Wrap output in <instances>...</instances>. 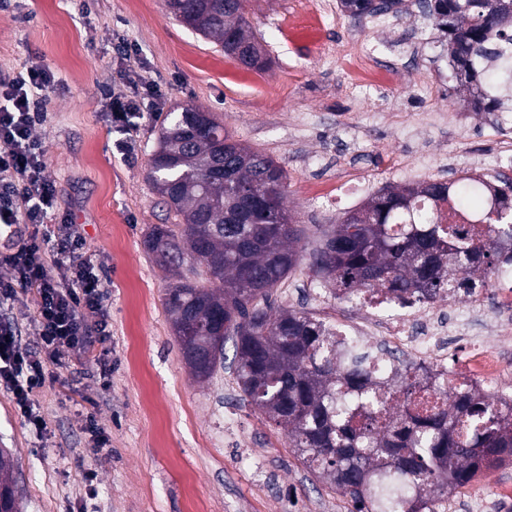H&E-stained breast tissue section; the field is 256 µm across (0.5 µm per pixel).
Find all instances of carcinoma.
<instances>
[{"mask_svg": "<svg viewBox=\"0 0 512 512\" xmlns=\"http://www.w3.org/2000/svg\"><path fill=\"white\" fill-rule=\"evenodd\" d=\"M363 16L399 11L402 0H340ZM512 0H420L448 48L452 78L480 112H512ZM175 19L213 39L224 53L256 43L247 0H177ZM155 190L180 224H155L144 247L164 271L188 264L167 288L164 307L181 354L206 380L235 349V380L245 400L280 426L289 447L354 512H436L448 484L470 482L512 454V423L486 398L462 388L450 409L405 411L378 427L381 394L370 354L340 350L335 333L305 310L277 309L272 296L302 260L304 230L284 205L287 172L235 141L212 112H175L151 160ZM455 203L475 226L441 221ZM512 177H463L387 186L322 234L311 253L314 277L335 295L387 288L431 299L474 288L478 272L512 260ZM218 280V293L205 282Z\"/></svg>", "mask_w": 512, "mask_h": 512, "instance_id": "carcinoma-1", "label": "carcinoma"}]
</instances>
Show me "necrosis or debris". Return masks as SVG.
Returning a JSON list of instances; mask_svg holds the SVG:
<instances>
[{
	"label": "necrosis or debris",
	"mask_w": 512,
	"mask_h": 512,
	"mask_svg": "<svg viewBox=\"0 0 512 512\" xmlns=\"http://www.w3.org/2000/svg\"><path fill=\"white\" fill-rule=\"evenodd\" d=\"M486 280L487 287L468 294L410 304L384 288L354 289L346 302L357 317L336 323V338L375 337L377 357L369 371L376 380H390L406 361L430 404L443 405L446 391L464 385L493 399L498 415L512 419V270H495ZM485 311L492 314L490 335H468L462 316Z\"/></svg>",
	"instance_id": "necrosis-or-debris-1"
}]
</instances>
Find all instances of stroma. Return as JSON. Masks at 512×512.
Masks as SVG:
<instances>
[{"mask_svg": "<svg viewBox=\"0 0 512 512\" xmlns=\"http://www.w3.org/2000/svg\"><path fill=\"white\" fill-rule=\"evenodd\" d=\"M326 0H252L247 20L264 70L243 67L213 40L176 21L164 0H11L0 8V72L39 63L55 76L43 93L47 149L57 185L56 218L77 224L87 255L110 279L112 374L92 360L63 358L59 380L31 396L46 421L35 431L0 388V449L11 453L23 512H348L349 504L296 457L284 432L242 400L224 346V369L197 380L163 306L183 268L162 272L143 247L154 224L176 218L153 188L150 161L169 112L187 105L216 113L244 145L280 162L284 201L313 249L322 231L362 206L355 188L337 191L350 166L378 187L494 174L497 132L455 90L448 52L415 0L395 21L361 18ZM139 54L125 73L119 44ZM374 48L401 69L383 94L352 85L345 60ZM442 86L429 119L414 116L417 77ZM159 88L164 104L144 116L135 152L117 151L101 110L105 97ZM90 400L109 442L89 453L82 403ZM96 475L94 484L84 469Z\"/></svg>", "mask_w": 512, "mask_h": 512, "instance_id": "1", "label": "stroma"}]
</instances>
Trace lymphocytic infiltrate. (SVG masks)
Segmentation results:
<instances>
[{
    "instance_id": "f902f5d3",
    "label": "lymphocytic infiltrate",
    "mask_w": 512,
    "mask_h": 512,
    "mask_svg": "<svg viewBox=\"0 0 512 512\" xmlns=\"http://www.w3.org/2000/svg\"><path fill=\"white\" fill-rule=\"evenodd\" d=\"M53 80V73L34 63L0 76V225L22 222L32 227L9 253L0 255V265L10 270L8 278L0 279V305L18 301L22 292L36 291L33 321L41 339L39 350H25L18 342L16 322L0 319V386L12 393L24 418L38 431L44 420L33 410L30 395L44 386L49 365L59 363L61 353L80 360L93 357L101 378L112 372L105 266L85 254L77 225L48 221L57 190L46 174V151L33 130L45 110L42 91ZM158 109L149 89L136 99H106L103 110L110 125L123 134L119 150L133 151L128 134L136 119Z\"/></svg>"
}]
</instances>
